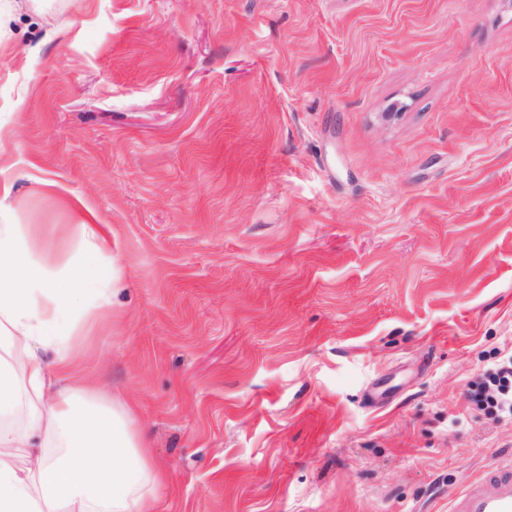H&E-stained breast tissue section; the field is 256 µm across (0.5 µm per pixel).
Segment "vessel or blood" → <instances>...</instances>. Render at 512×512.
<instances>
[{"label":"vessel or blood","mask_w":512,"mask_h":512,"mask_svg":"<svg viewBox=\"0 0 512 512\" xmlns=\"http://www.w3.org/2000/svg\"><path fill=\"white\" fill-rule=\"evenodd\" d=\"M448 512H512V460L488 468L452 499Z\"/></svg>","instance_id":"b4317fda"}]
</instances>
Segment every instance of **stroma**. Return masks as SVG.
<instances>
[{
    "instance_id": "obj_1",
    "label": "stroma",
    "mask_w": 512,
    "mask_h": 512,
    "mask_svg": "<svg viewBox=\"0 0 512 512\" xmlns=\"http://www.w3.org/2000/svg\"><path fill=\"white\" fill-rule=\"evenodd\" d=\"M117 279L86 372L156 512H448L499 458L512 0H0V167ZM467 398L487 419L512 422V351L469 382Z\"/></svg>"
}]
</instances>
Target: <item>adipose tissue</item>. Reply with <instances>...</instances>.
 <instances>
[{"label":"adipose tissue","mask_w":512,"mask_h":512,"mask_svg":"<svg viewBox=\"0 0 512 512\" xmlns=\"http://www.w3.org/2000/svg\"><path fill=\"white\" fill-rule=\"evenodd\" d=\"M85 248L82 263L55 275L59 243L11 223L0 195V512L156 509L165 475L131 408L97 381L73 380L112 281L103 246ZM17 411L22 420L8 421ZM53 443L64 456L48 454Z\"/></svg>","instance_id":"ef3b65f1"}]
</instances>
